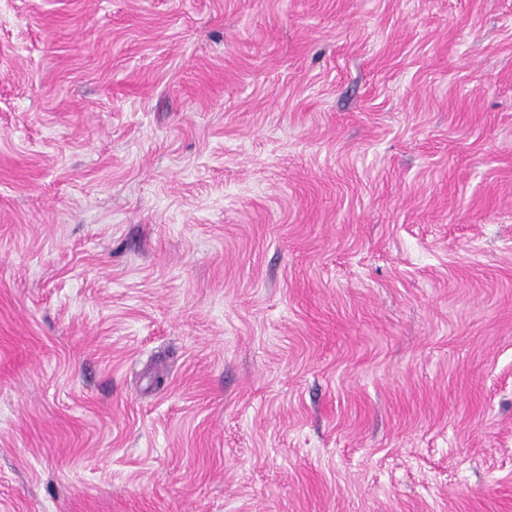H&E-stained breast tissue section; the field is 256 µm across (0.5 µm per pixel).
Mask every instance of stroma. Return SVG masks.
Returning <instances> with one entry per match:
<instances>
[{
	"instance_id": "35a3bbf8",
	"label": "stroma",
	"mask_w": 512,
	"mask_h": 512,
	"mask_svg": "<svg viewBox=\"0 0 512 512\" xmlns=\"http://www.w3.org/2000/svg\"><path fill=\"white\" fill-rule=\"evenodd\" d=\"M0 512H512V0H0Z\"/></svg>"
}]
</instances>
